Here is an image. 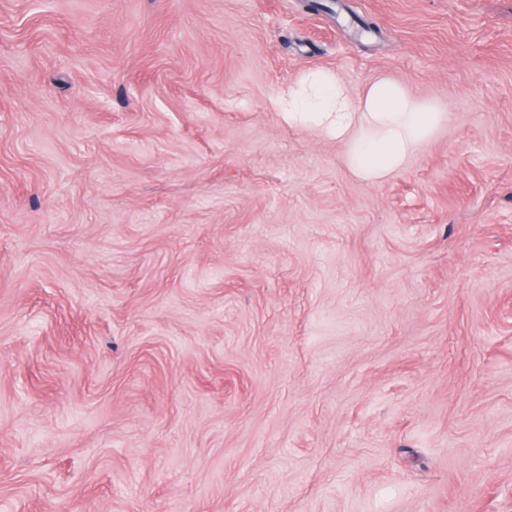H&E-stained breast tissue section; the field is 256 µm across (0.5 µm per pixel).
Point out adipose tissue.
I'll return each mask as SVG.
<instances>
[{
    "mask_svg": "<svg viewBox=\"0 0 512 512\" xmlns=\"http://www.w3.org/2000/svg\"><path fill=\"white\" fill-rule=\"evenodd\" d=\"M277 105L289 124L314 126L344 142L349 166L370 182L395 170L443 118L433 103L387 78L352 100L348 88L325 70L289 83Z\"/></svg>",
    "mask_w": 512,
    "mask_h": 512,
    "instance_id": "1",
    "label": "adipose tissue"
}]
</instances>
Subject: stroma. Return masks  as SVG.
<instances>
[{"instance_id":"35a3bbf8","label":"stroma","mask_w":512,"mask_h":512,"mask_svg":"<svg viewBox=\"0 0 512 512\" xmlns=\"http://www.w3.org/2000/svg\"><path fill=\"white\" fill-rule=\"evenodd\" d=\"M309 2L0 0V512H512V0ZM288 124L315 126L348 147L351 169L366 181L395 170L443 118L431 102L387 78L372 82L358 102L332 73L312 70L279 97Z\"/></svg>"}]
</instances>
